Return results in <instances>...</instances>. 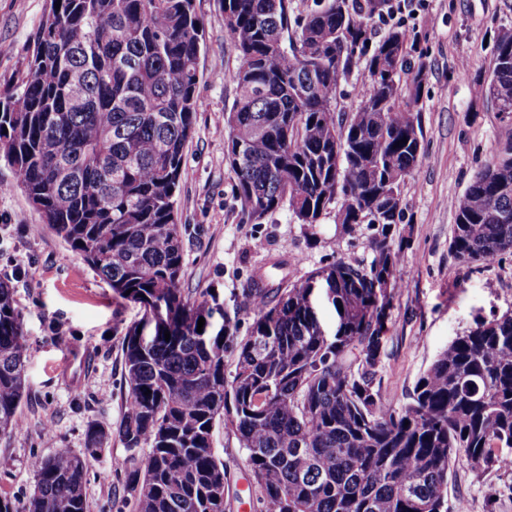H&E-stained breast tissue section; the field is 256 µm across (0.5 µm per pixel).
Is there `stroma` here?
I'll return each mask as SVG.
<instances>
[{
  "label": "stroma",
  "mask_w": 512,
  "mask_h": 512,
  "mask_svg": "<svg viewBox=\"0 0 512 512\" xmlns=\"http://www.w3.org/2000/svg\"><path fill=\"white\" fill-rule=\"evenodd\" d=\"M48 0H0V93L25 76L32 37ZM205 43L197 88L200 108L186 148L176 196L185 296H214L248 335L252 317L239 301L251 279L292 280L336 261L369 254V228L347 234L335 211L320 223H297L287 209L254 224L243 217L236 176L226 160V121L236 97L238 60L225 34L224 0H197ZM433 24H426L425 16ZM409 35L407 59L423 66L416 105L424 133V157L403 187L405 227L402 287L391 311L388 355L381 379L386 398L404 401L417 378L455 336L512 311V255L493 264L463 263L449 250L455 201L473 176L512 137V120L475 95L486 81L499 34L512 33V0H393L377 19L372 40L391 27ZM12 168L0 163V281L14 295L27 340L21 426L0 438V495L24 503L34 488V463L55 446H86L89 427L107 432L99 461L87 476L89 512H130L119 467L128 454L118 431L128 389L122 340L140 321L143 307L119 298L110 284L55 231L43 224ZM276 258L285 269L273 268ZM213 446L230 477L226 512H257L246 454L224 425ZM512 512V469L475 474L456 465L448 477V508Z\"/></svg>",
  "instance_id": "stroma-1"
}]
</instances>
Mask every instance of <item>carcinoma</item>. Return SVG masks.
I'll return each mask as SVG.
<instances>
[{
  "label": "carcinoma",
  "instance_id": "carcinoma-1",
  "mask_svg": "<svg viewBox=\"0 0 512 512\" xmlns=\"http://www.w3.org/2000/svg\"><path fill=\"white\" fill-rule=\"evenodd\" d=\"M290 2L224 0L238 58L227 160L241 210L257 223L286 206L317 224L337 205L347 233L372 230L370 255L251 282L249 335L228 316L213 330L206 296L181 288L175 205L205 38L196 0H50L25 78L0 95V160L43 222L144 308L122 345L121 472L133 512H226L220 422L246 452L260 512H448L457 462L478 474L512 462V313L456 336L405 402L384 397L380 366L402 288L394 224L422 160L423 73L408 64L398 27L367 53L391 0H313L295 17ZM359 61L368 93L357 111L339 112L340 81ZM480 94L512 120L511 33ZM460 200L455 257L512 255V139ZM320 276L337 309L331 338L307 320ZM26 351L13 292L0 283L1 438L20 426ZM104 439L92 427L83 451L38 459L23 508L0 496V512H88L86 476Z\"/></svg>",
  "mask_w": 512,
  "mask_h": 512
}]
</instances>
